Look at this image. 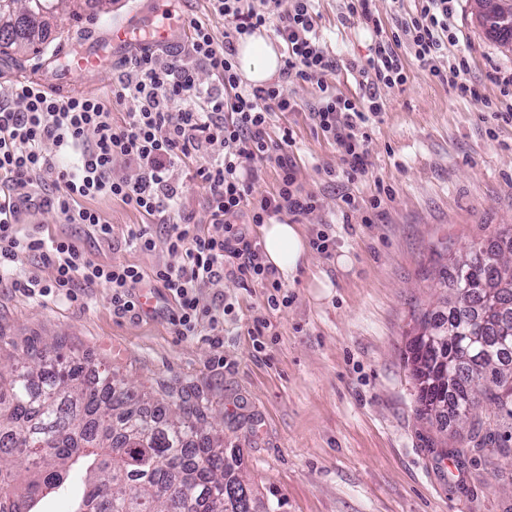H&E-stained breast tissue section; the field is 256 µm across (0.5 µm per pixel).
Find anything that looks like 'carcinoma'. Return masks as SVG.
<instances>
[{"label": "carcinoma", "instance_id": "obj_1", "mask_svg": "<svg viewBox=\"0 0 512 512\" xmlns=\"http://www.w3.org/2000/svg\"><path fill=\"white\" fill-rule=\"evenodd\" d=\"M45 14L79 16L80 0H41ZM495 41L512 39V26L497 15L478 16ZM50 23L20 13L0 26V42L16 54L35 49ZM500 242L472 246L452 260L453 296L448 312L426 310L418 324L448 326L443 352L458 359L447 387L426 386L438 371L437 351L418 337L407 362L416 378L417 411L439 418L453 412L470 421L473 449L511 454L512 437H501L474 409L479 401L512 413V349L490 356L469 345L479 335L495 344L512 337V228ZM50 353L27 345L18 365L0 363V512H38V503L61 487L77 464L83 488L73 512H279L281 501L263 500L236 473L239 449L206 433L204 407L184 398L173 406L137 392L108 368L88 371L78 359L59 365L60 348Z\"/></svg>", "mask_w": 512, "mask_h": 512}]
</instances>
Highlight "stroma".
Returning <instances> with one entry per match:
<instances>
[{"label": "stroma", "mask_w": 512, "mask_h": 512, "mask_svg": "<svg viewBox=\"0 0 512 512\" xmlns=\"http://www.w3.org/2000/svg\"><path fill=\"white\" fill-rule=\"evenodd\" d=\"M471 5L456 0L448 46L449 56L467 59V70L441 81L405 56L409 80L404 90H383L368 169L355 181L330 174L340 153L309 118L315 86L289 79L300 109L276 114L268 133L292 129L297 184L317 198L316 210L298 220L304 237L325 231L335 243L326 253L310 249L285 283L287 306L269 309L264 288L225 276L200 295L217 311L234 306L215 345L206 326L180 338L164 311L115 312L105 288L78 290L73 299L28 297L6 280L0 337L13 342V355L59 338L64 356L112 367L133 386L174 399L192 394L221 423L227 447L239 449L244 479L261 495L275 494L280 512H512V460L473 456L461 426L420 418L406 360L417 316L444 294L442 249L463 253L512 224V124L495 125L482 102L457 91L466 81L500 101L490 76L512 69V53L485 34ZM165 7L178 20H211L223 39L225 23L212 20L209 0H112L105 9L87 0L80 19L52 23L38 53H0V86L24 79L54 86L72 53L100 50L106 64L75 83L81 93L103 94L142 48H112V25L144 26ZM314 9L334 62L324 81L359 95L354 66L367 58L369 34L345 20L342 0H316ZM85 205L111 224V242L34 208L23 211L19 230L71 238L101 264L137 266L150 288L156 267L177 263L160 245L166 225L109 198ZM133 224L147 225L155 250L127 245ZM259 318L268 327L257 339L251 329Z\"/></svg>", "instance_id": "obj_1"}]
</instances>
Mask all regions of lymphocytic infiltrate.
<instances>
[{"label":"lymphocytic infiltrate","instance_id":"1","mask_svg":"<svg viewBox=\"0 0 512 512\" xmlns=\"http://www.w3.org/2000/svg\"><path fill=\"white\" fill-rule=\"evenodd\" d=\"M211 2L214 15L228 22L223 42L215 41L208 21H192L186 47L174 51L155 44L129 58L107 97H64L34 80L0 88V270L25 256L52 270L47 283L32 273L20 280L29 295L103 287L111 291L118 311L137 309L136 290L144 280L138 267L100 264L70 238L44 240L18 229L23 208L33 206L111 240V224L83 205L84 199L98 196L168 225L163 242H156L143 224L130 228L128 239L140 249L160 245L179 257V264L154 273L174 302L169 320L178 335H198L204 323L214 329L223 324V315L201 305L200 292L228 272L242 285L266 288L268 308H278L283 284L260 245L247 239L246 226L280 214L306 215L317 207L315 196L296 185L288 153L292 130L283 128L275 139L266 133L272 114L298 109L284 90L285 80L317 86L310 118L336 144L342 172L352 180L366 171L369 127L384 110L382 90L407 83L400 46H408L419 65L440 80L466 67L462 59L448 68L441 63L452 39L453 0H413V9L390 34L375 16L372 0H344L348 18L371 35L366 62L355 69L362 91L357 98L336 93L322 79L333 62L315 27L313 0ZM269 24L285 53L280 79L245 87L236 70V45ZM202 69L210 83L200 82ZM117 108L124 112L119 120L112 115ZM48 144L54 155L44 153ZM119 160L129 168L121 177L113 173ZM188 160L195 161L203 183L209 216L204 231L179 206L177 168ZM270 164L279 170L278 184L272 192H257Z\"/></svg>","mask_w":512,"mask_h":512}]
</instances>
